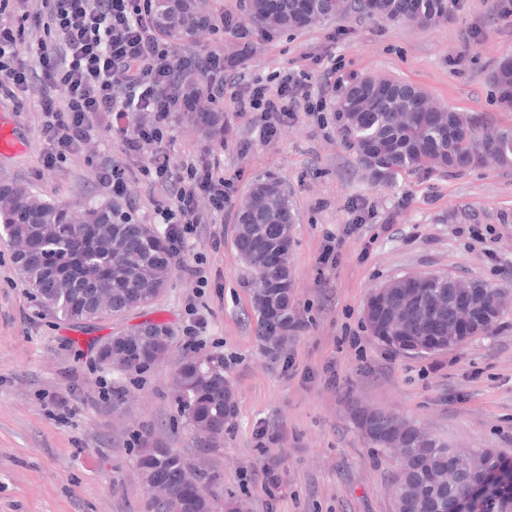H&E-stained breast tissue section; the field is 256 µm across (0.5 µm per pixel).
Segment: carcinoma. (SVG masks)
I'll use <instances>...</instances> for the list:
<instances>
[{
    "label": "carcinoma",
    "mask_w": 512,
    "mask_h": 512,
    "mask_svg": "<svg viewBox=\"0 0 512 512\" xmlns=\"http://www.w3.org/2000/svg\"><path fill=\"white\" fill-rule=\"evenodd\" d=\"M283 16L269 19L261 0H243L242 7L254 19L256 29L264 36L294 27L299 15L314 14L316 20L345 15L356 10L368 19L389 22L417 21L432 25L454 12L457 0H282ZM152 9L163 35L180 40L198 23L193 9L176 13L168 0H153ZM498 97L512 106V57L502 60L491 74ZM443 111L421 87L389 78L366 75L347 87L336 104V120L343 142L354 150L357 159L372 181L393 182L398 176L418 170L449 168L467 170L483 167L490 162L500 167L512 166V127L481 126L476 117L450 110L442 125L427 123L421 113ZM4 190L21 201L18 211H1L0 228L8 238L28 237L34 251L27 259L15 258L16 266L25 270V282L40 305L60 319L84 323L98 317L95 289L79 279L102 266L110 268L105 287L112 289V315H125L134 306V295L146 284L135 271L151 263L162 270L172 264L165 238L173 228L159 233L149 224H140L120 216L115 206L91 208L74 214L62 205L35 199L24 186L9 183ZM251 195L268 199L264 211L245 221L240 220L235 246L240 260L250 275L252 309L257 321L258 337L270 354L281 347L270 341L268 326L274 322L297 328L292 299L291 279L283 271L252 251L246 242L261 237L280 244L292 237L295 216L288 196L275 179L252 184ZM276 210L288 217V223L276 224L269 212ZM455 289L448 280L417 281L415 298L401 296L398 305L401 325L392 328L376 314L373 301L366 305V319L372 335L381 336L397 353L411 354L410 343H420L428 334L423 314L427 308L449 320ZM113 344L121 347L127 362L118 367L126 374H141L163 359L168 344L144 347L119 331ZM175 380L183 384L184 393L178 399L181 412L190 424L211 423L216 430V444H197L208 454L219 447L224 426L233 417L234 394L224 378V357L211 354L179 364ZM389 417L383 413L368 422L369 442L391 452L394 442L403 462L396 472L394 484L398 496L395 512H450L458 500L490 482L487 473L474 467L472 461L459 457L457 449L423 428L402 438L378 435L388 429ZM136 464L141 476L149 473H169L187 489L182 512H213V504L205 498H193L188 489L197 484L210 487L217 475L208 472L180 454L150 437L140 440ZM483 512H512V483L500 484L482 500Z\"/></svg>",
    "instance_id": "obj_1"
}]
</instances>
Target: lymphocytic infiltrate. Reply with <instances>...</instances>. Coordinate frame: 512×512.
I'll return each mask as SVG.
<instances>
[{"instance_id": "1", "label": "lymphocytic infiltrate", "mask_w": 512, "mask_h": 512, "mask_svg": "<svg viewBox=\"0 0 512 512\" xmlns=\"http://www.w3.org/2000/svg\"><path fill=\"white\" fill-rule=\"evenodd\" d=\"M15 2V20L0 22V98L22 92L36 96L46 165L76 152L100 127L130 154L162 144L174 113L191 108L180 83L188 71L206 78L210 101L227 99L235 111L259 113L266 138L294 112L324 110L323 95L312 94L304 75L280 76L272 90L262 80L240 78L242 56L211 50L176 57L160 36L151 0H42V11L34 14L28 0ZM30 23L50 36V46L29 45ZM60 87L66 90L61 100L55 96ZM139 112L150 113V121H137ZM143 173L170 189L154 207L163 223L176 226L170 247L173 259H180L189 235L203 221L197 197L206 196L210 211L220 214L231 187L207 159L175 171L161 151Z\"/></svg>"}]
</instances>
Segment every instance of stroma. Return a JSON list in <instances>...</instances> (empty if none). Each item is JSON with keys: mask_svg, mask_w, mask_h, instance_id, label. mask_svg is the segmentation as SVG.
I'll list each match as a JSON object with an SVG mask.
<instances>
[{"mask_svg": "<svg viewBox=\"0 0 512 512\" xmlns=\"http://www.w3.org/2000/svg\"><path fill=\"white\" fill-rule=\"evenodd\" d=\"M240 4L206 0L203 24L172 51L241 52L247 77L303 70L315 92L324 68L302 61L314 47L335 60L338 89L383 75L415 83L483 123L512 127V108L500 105L490 81L497 62L512 54V15L494 12L490 0H458L447 21L429 28L347 14L252 38L246 52L212 20L226 8L246 23ZM474 29L478 37L467 41ZM197 99L201 111L217 109L205 93ZM0 108L28 143L23 154L0 158V180L81 210L111 204L102 166L115 161L128 170L133 219L157 224L152 201L163 190L140 172L154 146L128 155L100 130L48 167L33 96L18 94ZM217 110L230 134L179 112L161 146L174 166L204 154L218 159L232 194L219 215L199 197L205 222L152 305L80 327L55 319L0 238V512H143L149 491L135 454L145 433L218 475L215 512L230 499L247 512H393L396 462L363 436L352 415L357 405L393 411L453 447L512 458V167L416 171L381 186L341 140L335 98L327 100L326 123L301 112L270 138L260 134L256 113ZM269 177L296 213L290 260L302 324L275 355L257 339L235 246L239 206L254 182ZM358 199L369 216L348 235ZM330 234L335 265L320 260ZM195 266L201 276L191 275ZM407 273L488 283L509 303L489 335L459 348L399 354L371 335L365 308L377 289ZM141 321L167 326L164 358L139 375L101 368L97 340ZM213 353L224 358L235 412L219 451L203 455L175 401L174 371L186 358ZM116 386L126 393L119 405ZM262 430L271 439L260 440Z\"/></svg>", "mask_w": 512, "mask_h": 512, "instance_id": "1", "label": "stroma"}]
</instances>
